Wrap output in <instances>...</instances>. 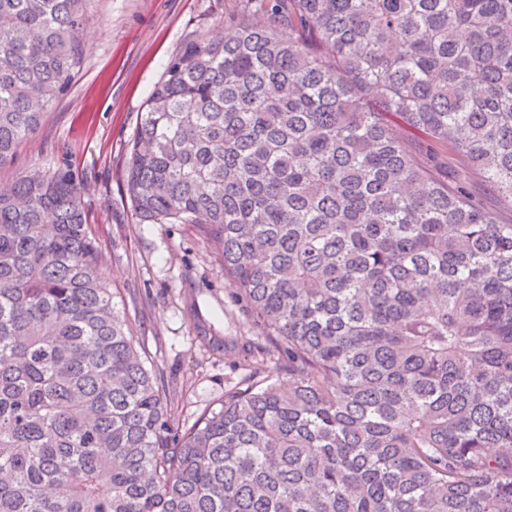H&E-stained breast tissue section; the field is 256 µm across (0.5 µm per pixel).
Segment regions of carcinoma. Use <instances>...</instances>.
<instances>
[{
    "instance_id": "cac0c4a2",
    "label": "carcinoma",
    "mask_w": 512,
    "mask_h": 512,
    "mask_svg": "<svg viewBox=\"0 0 512 512\" xmlns=\"http://www.w3.org/2000/svg\"><path fill=\"white\" fill-rule=\"evenodd\" d=\"M90 0H0V168ZM141 113L142 223L208 224L285 377L191 425L70 169L0 191V512H512V0H239Z\"/></svg>"
}]
</instances>
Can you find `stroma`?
Instances as JSON below:
<instances>
[{
  "mask_svg": "<svg viewBox=\"0 0 512 512\" xmlns=\"http://www.w3.org/2000/svg\"><path fill=\"white\" fill-rule=\"evenodd\" d=\"M238 0H91L84 59L75 82L21 143L7 185L68 164L101 251L100 272L119 293L136 336L176 385L174 408L193 423L256 363L277 379L267 348L234 297L210 247L206 224L138 223L125 169L145 100L183 43L225 34Z\"/></svg>",
  "mask_w": 512,
  "mask_h": 512,
  "instance_id": "stroma-1",
  "label": "stroma"
}]
</instances>
